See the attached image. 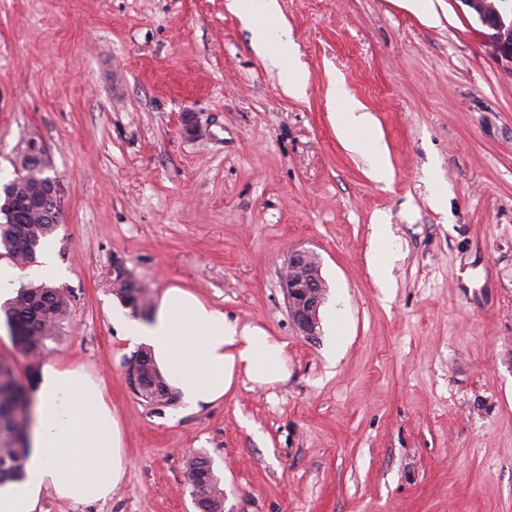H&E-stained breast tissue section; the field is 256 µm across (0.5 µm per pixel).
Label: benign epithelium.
<instances>
[{
    "label": "benign epithelium",
    "instance_id": "obj_1",
    "mask_svg": "<svg viewBox=\"0 0 512 512\" xmlns=\"http://www.w3.org/2000/svg\"><path fill=\"white\" fill-rule=\"evenodd\" d=\"M488 26L489 37L498 54L512 61V0H462ZM288 308L293 322L305 336H313L319 324L325 286L315 255L307 250L293 252L283 277ZM128 380L136 395L147 390V382L138 360L130 362Z\"/></svg>",
    "mask_w": 512,
    "mask_h": 512
}]
</instances>
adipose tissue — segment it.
Returning <instances> with one entry per match:
<instances>
[{"label":"adipose tissue","mask_w":512,"mask_h":512,"mask_svg":"<svg viewBox=\"0 0 512 512\" xmlns=\"http://www.w3.org/2000/svg\"><path fill=\"white\" fill-rule=\"evenodd\" d=\"M332 94L340 108L338 133L352 149L373 156L375 180L388 181L371 114L344 83ZM112 320L127 339L151 349L158 371L188 410L221 400L243 378L267 386L288 377L284 342L260 326L229 319L184 288L165 290L149 321L121 310ZM34 399L27 478L0 485V512H35L46 487L73 502L110 497L123 480L126 458L99 385L82 367L48 363L35 378Z\"/></svg>","instance_id":"ef3b65f1"}]
</instances>
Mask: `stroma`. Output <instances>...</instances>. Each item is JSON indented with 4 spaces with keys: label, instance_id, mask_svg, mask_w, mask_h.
I'll return each instance as SVG.
<instances>
[{
    "label": "stroma",
    "instance_id": "1",
    "mask_svg": "<svg viewBox=\"0 0 512 512\" xmlns=\"http://www.w3.org/2000/svg\"><path fill=\"white\" fill-rule=\"evenodd\" d=\"M228 3L0 0V183L33 137L62 187L36 261L71 307L45 358L100 382L128 461L111 498L46 490L35 512H195L201 457L224 512H512V62L462 0H433V22L403 0H277L286 50ZM338 81L390 182L338 135ZM380 215L388 293L370 273ZM298 249L326 288L313 336L281 280ZM118 261L150 302L186 288L285 342L287 380L191 412L139 398ZM187 484L198 512H224V488L211 460L198 458L191 462Z\"/></svg>",
    "mask_w": 512,
    "mask_h": 512
}]
</instances>
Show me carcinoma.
<instances>
[{
	"instance_id": "cac0c4a2",
	"label": "carcinoma",
	"mask_w": 512,
	"mask_h": 512,
	"mask_svg": "<svg viewBox=\"0 0 512 512\" xmlns=\"http://www.w3.org/2000/svg\"><path fill=\"white\" fill-rule=\"evenodd\" d=\"M49 168L48 158L37 155L26 168L27 183L24 189L15 191L14 182L0 185V249L6 254H20L36 259L42 241L56 229L58 217L36 215L23 204L21 196L35 195L53 181L44 175ZM124 304L144 315L148 302L140 288L129 289L128 296L121 297ZM70 295L65 288L46 283L24 284L16 295L4 305V317L15 351L30 365H38L46 350V341L51 339L68 316ZM142 358L147 378L158 380L165 393L161 404L176 398L156 368L150 348L137 352ZM27 392L16 381L13 367H0V485L6 482H21L26 474L23 461L29 453L27 438L31 416L25 410ZM187 484L197 512H224V488L215 473L213 463L207 458H198L190 463Z\"/></svg>"
}]
</instances>
